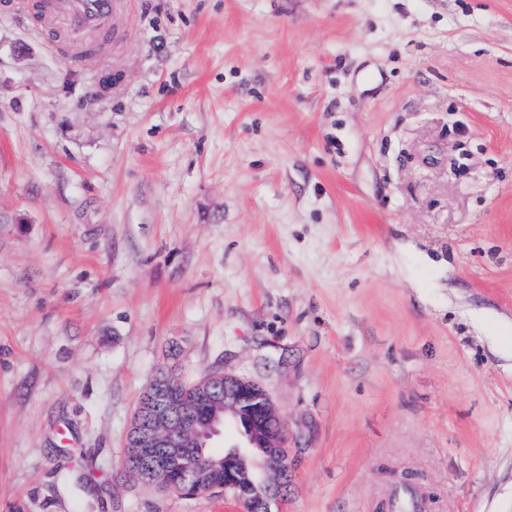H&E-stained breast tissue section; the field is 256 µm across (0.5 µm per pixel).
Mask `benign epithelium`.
Segmentation results:
<instances>
[{
    "label": "benign epithelium",
    "mask_w": 512,
    "mask_h": 512,
    "mask_svg": "<svg viewBox=\"0 0 512 512\" xmlns=\"http://www.w3.org/2000/svg\"><path fill=\"white\" fill-rule=\"evenodd\" d=\"M218 377L224 379V419L215 415L199 430V401L210 396ZM144 408L150 411L149 417L135 411L128 429L135 452L149 461L142 483L165 490L179 480V495L184 497L222 492L248 504L253 512H281L283 490L293 485L296 461L309 443L312 424L304 418L292 425L282 421L262 384L233 372L211 373L194 382L191 396H171L158 387ZM254 411L263 422L245 434L247 449L235 446L228 451L222 471L216 463L204 460V448H194L184 440L183 431L191 428L198 440L210 441L220 433L219 423H238ZM255 449L265 460L262 474L234 472L235 465Z\"/></svg>",
    "instance_id": "benign-epithelium-1"
}]
</instances>
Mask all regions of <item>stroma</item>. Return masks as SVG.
I'll return each mask as SVG.
<instances>
[{
  "instance_id": "35a3bbf8",
  "label": "stroma",
  "mask_w": 512,
  "mask_h": 512,
  "mask_svg": "<svg viewBox=\"0 0 512 512\" xmlns=\"http://www.w3.org/2000/svg\"><path fill=\"white\" fill-rule=\"evenodd\" d=\"M123 2L0 5V512H241L124 473L173 346L312 419L283 512H512V0ZM119 5L120 0H53L45 22L61 19L79 33L107 30Z\"/></svg>"
}]
</instances>
